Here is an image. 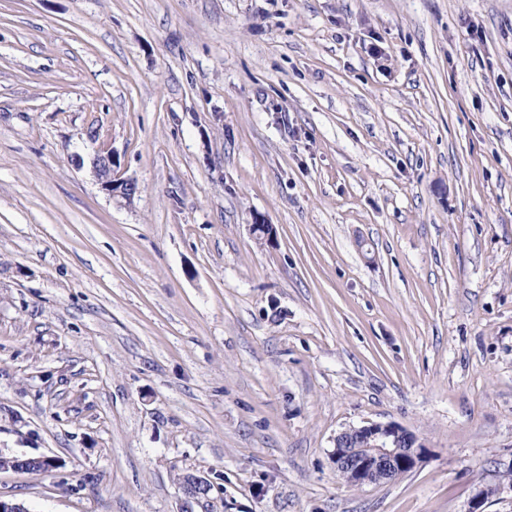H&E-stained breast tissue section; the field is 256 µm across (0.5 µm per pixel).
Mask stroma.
I'll list each match as a JSON object with an SVG mask.
<instances>
[{
	"mask_svg": "<svg viewBox=\"0 0 512 512\" xmlns=\"http://www.w3.org/2000/svg\"><path fill=\"white\" fill-rule=\"evenodd\" d=\"M369 423L422 462L345 482ZM0 451L62 462L0 473L28 512H179L186 470L193 512H471L512 470V0H0ZM114 166L115 161L112 152H107L106 155L97 153L91 159L92 172L101 181L102 187L110 192L112 196L118 192L125 201H132L139 191L136 181L114 178ZM420 439L389 423L350 427L336 436L331 461L336 473H346L359 486L391 482L412 471L422 461ZM182 489L184 502L180 512H193L191 503H200L203 499H207L209 493L214 487L213 482L205 475L194 472H187L183 477Z\"/></svg>",
	"mask_w": 512,
	"mask_h": 512,
	"instance_id": "35a3bbf8",
	"label": "stroma"
}]
</instances>
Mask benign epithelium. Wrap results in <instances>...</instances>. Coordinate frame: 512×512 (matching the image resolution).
<instances>
[{
	"label": "benign epithelium",
	"mask_w": 512,
	"mask_h": 512,
	"mask_svg": "<svg viewBox=\"0 0 512 512\" xmlns=\"http://www.w3.org/2000/svg\"><path fill=\"white\" fill-rule=\"evenodd\" d=\"M113 153L96 154L91 169L102 187L108 192L120 193L127 202L132 201L139 188L132 179L114 178ZM424 445L420 439L389 423H371L351 427L336 436L331 461L336 473H346L359 486L377 485L392 480L400 471H412L422 461ZM29 455L0 452V471L27 472ZM184 502L180 512H192L191 504L208 498L214 487L205 475L187 472L183 477Z\"/></svg>",
	"instance_id": "1"
}]
</instances>
